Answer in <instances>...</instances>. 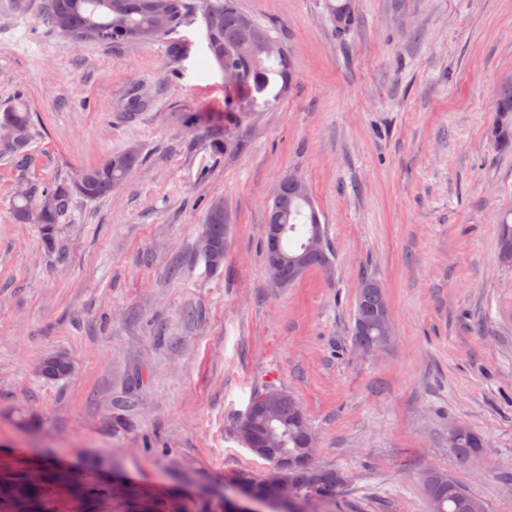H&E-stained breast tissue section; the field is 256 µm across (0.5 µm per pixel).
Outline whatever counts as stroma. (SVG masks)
I'll return each mask as SVG.
<instances>
[{
  "label": "stroma",
  "instance_id": "1",
  "mask_svg": "<svg viewBox=\"0 0 512 512\" xmlns=\"http://www.w3.org/2000/svg\"><path fill=\"white\" fill-rule=\"evenodd\" d=\"M0 0V109L25 102L27 176L51 183L111 153L140 162L109 196L74 198L57 252L10 209L0 157V481L57 469L103 489L47 484L53 512H226L239 473L268 461L241 441L254 392H290L319 464L346 482L312 512H431L422 474L512 512V267L498 258L512 209V150L489 135L512 72V0H355L337 35L324 0H239L289 50L295 82L249 113L223 153L183 116L224 109L202 0L165 41L74 44L41 0ZM150 106L127 114L131 87ZM288 174L316 202L330 272L270 283L266 200ZM230 215L224 263L196 248L207 200ZM385 287L393 335L353 346L364 277ZM62 351L74 373L37 367ZM484 438L459 462L448 430ZM511 215V222L509 221V217ZM510 245L512 247V210L505 212L499 221L498 224V254H500L501 249ZM512 253L508 248L502 250L500 254V262L507 263L511 261Z\"/></svg>",
  "mask_w": 512,
  "mask_h": 512
}]
</instances>
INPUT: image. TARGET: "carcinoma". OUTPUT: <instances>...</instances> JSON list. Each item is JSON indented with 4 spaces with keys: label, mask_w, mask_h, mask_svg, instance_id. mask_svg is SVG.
Instances as JSON below:
<instances>
[{
    "label": "carcinoma",
    "mask_w": 512,
    "mask_h": 512,
    "mask_svg": "<svg viewBox=\"0 0 512 512\" xmlns=\"http://www.w3.org/2000/svg\"><path fill=\"white\" fill-rule=\"evenodd\" d=\"M43 0L46 24L52 30L76 42L137 43L138 33L154 32V38L173 34L184 22L185 0ZM329 21L336 33L348 32L355 23L353 0H326ZM203 18L209 32L210 56L224 72V124L212 136L213 147H224L225 137L241 126L246 115L259 107L269 108L278 103L293 82L290 53L270 31L243 12L235 0H205ZM495 118L491 136L502 148L512 146V72L503 74L494 93ZM0 125L20 128L23 135L0 138V156L8 158L23 172L32 155L27 150L33 133L32 114L24 104L13 105L0 113ZM140 152L128 148L110 155L104 162L85 169L86 183L79 189L71 182L43 183L20 177L12 197V213L18 224L41 226L43 241L52 252L61 234V219L67 216L74 197L95 201L109 196L125 182L139 162ZM306 182L298 175L279 181L267 200L268 217H276L287 226L284 246L288 252H303L302 270L292 266L281 269V279L289 286L312 269L331 267V250L326 238L314 244L308 235L311 225L320 223L311 193L304 192ZM512 210L504 213L498 224V248L512 246ZM228 215L224 201L211 199L207 204L204 231L198 250L209 266L220 267L224 262ZM376 282L367 277L357 293L355 318L373 320L388 310L385 291L363 287ZM374 342L384 345L377 326L365 332L353 328V342ZM249 406L255 409L254 425L261 438L271 437L270 458H298L303 454V437L312 431L307 416H298L301 406L282 389L270 388L256 393ZM459 460L466 463L484 448L483 439L470 427L461 425V434L453 444ZM423 484L433 504V512H483L482 502L458 481L439 470L422 475ZM37 481H23L12 488L17 502L46 512L50 506L37 497ZM336 469L315 462L296 464L283 470L281 484L266 487L270 495H284L298 502L323 501L336 493Z\"/></svg>",
    "instance_id": "obj_1"
}]
</instances>
